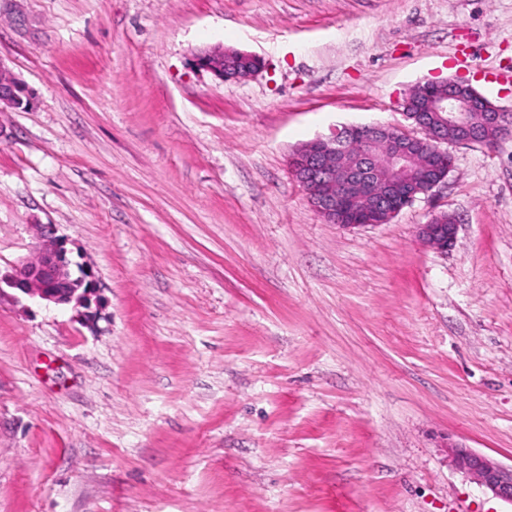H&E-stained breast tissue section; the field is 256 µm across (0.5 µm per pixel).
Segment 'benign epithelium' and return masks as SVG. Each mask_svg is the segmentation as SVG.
Here are the masks:
<instances>
[{"instance_id": "7a95c632", "label": "benign epithelium", "mask_w": 512, "mask_h": 512, "mask_svg": "<svg viewBox=\"0 0 512 512\" xmlns=\"http://www.w3.org/2000/svg\"><path fill=\"white\" fill-rule=\"evenodd\" d=\"M196 66L211 72L221 81L245 80L264 68L257 55L233 48H215L195 56ZM438 92L428 97L427 111L414 113L416 126L429 145L434 168L440 177L420 188L397 180L386 194L374 197L371 186L376 179L372 158L368 155L349 156L351 140L359 137L382 139L388 136L384 126H344L326 137H318L300 148L291 158L292 172L299 175L311 206L327 221L343 228L375 226L386 223L402 209L411 205L418 195L438 186L448 174V150L442 145L480 143L493 148L512 138V115L478 95L468 83L448 78L436 81ZM24 90L12 76L0 67V105L17 108ZM454 131L448 138V130ZM415 154L409 142L390 141L389 168L396 174L409 167ZM366 200L362 220L347 218L348 208L359 198ZM457 224H441L438 217L422 225L420 236L436 250L446 251L456 238ZM15 289L58 306H73L78 316L92 325L98 320V288L93 276L84 269L74 274L67 242L63 239L44 240L35 255L18 264L11 273L0 274V290ZM456 468L473 477L492 496L512 504V465L505 466L495 459L462 445L450 446Z\"/></svg>"}]
</instances>
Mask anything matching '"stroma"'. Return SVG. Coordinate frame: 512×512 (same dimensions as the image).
<instances>
[{"instance_id": "1", "label": "stroma", "mask_w": 512, "mask_h": 512, "mask_svg": "<svg viewBox=\"0 0 512 512\" xmlns=\"http://www.w3.org/2000/svg\"><path fill=\"white\" fill-rule=\"evenodd\" d=\"M265 62L223 82L197 52ZM0 272L65 238L104 298L0 293V512H512V140L344 229L291 173L410 89L512 112V0H0ZM457 221L448 251L419 228ZM4 72L0 65V109L2 104L10 108H19L24 103V90L21 84L6 72V76H1ZM450 453L456 468L495 498L512 504V465L505 466L495 459L462 445H451Z\"/></svg>"}]
</instances>
